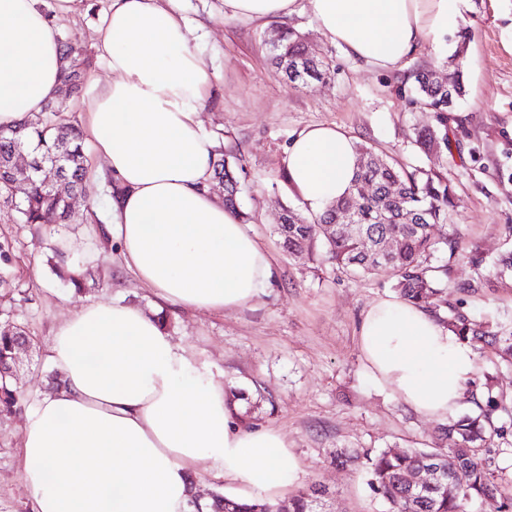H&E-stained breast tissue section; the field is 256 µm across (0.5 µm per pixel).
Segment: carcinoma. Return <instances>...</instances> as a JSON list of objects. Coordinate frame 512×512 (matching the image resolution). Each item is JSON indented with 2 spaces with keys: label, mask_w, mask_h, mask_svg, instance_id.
<instances>
[{
  "label": "carcinoma",
  "mask_w": 512,
  "mask_h": 512,
  "mask_svg": "<svg viewBox=\"0 0 512 512\" xmlns=\"http://www.w3.org/2000/svg\"><path fill=\"white\" fill-rule=\"evenodd\" d=\"M63 61L61 86L73 91L82 83L88 60L68 34L61 36ZM276 68L292 82L307 85L323 82L331 63L308 55L301 36L291 30L280 33L271 45ZM446 83L434 77L432 69L412 73L415 96L412 104L435 114V124L415 133L414 146L423 153L445 154L450 140L448 112L465 92L460 69L449 72ZM83 129L74 112L53 101L44 111L10 127L0 126V198L10 204L21 224L56 227L66 223L73 201L81 194L89 170L83 152ZM29 157L31 174L22 179L16 172L18 155ZM211 179L224 185V207L243 219L242 186L237 170L240 158L219 154L210 161ZM67 182L70 194L62 196L55 184ZM372 184L373 194L362 188ZM454 207V195L447 173L413 167L377 152L371 146L358 150L356 171L347 195L330 205L321 215L303 216L296 209H283L275 228L283 247L293 256L311 255L323 244L322 261L334 270L355 277L360 274L385 275L395 282L405 300L426 305L456 335L479 353L490 350L495 365L512 366V323L478 321L466 309L462 298L448 300V260L463 256L455 233L434 237L432 229L446 224ZM354 215L359 233L344 230V216ZM401 240L392 255L381 253L386 238ZM55 274L64 283L81 289L83 276L77 262L59 244L51 247ZM484 285L480 272L455 285L459 294H473ZM25 334L16 323H0V361H12L15 337ZM17 403L12 380L0 379V413H9ZM477 411L450 418L439 428L437 442L429 448L382 450L376 454L355 451L344 462L365 461L367 485L374 495L389 505L388 512H472L478 501H497V512H512V494L500 493L492 463L494 448L512 438V399L493 392L485 383ZM433 468L438 478L431 485L412 488L407 477ZM326 489L311 486L297 491L288 503L244 502L215 491L210 501L194 503L196 512H316V504Z\"/></svg>",
  "instance_id": "1"
}]
</instances>
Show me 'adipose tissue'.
<instances>
[{
  "mask_svg": "<svg viewBox=\"0 0 512 512\" xmlns=\"http://www.w3.org/2000/svg\"><path fill=\"white\" fill-rule=\"evenodd\" d=\"M298 0H224L229 20L286 18ZM321 35L370 68L396 69L424 41L456 32L463 0H309ZM97 49L112 78L94 85L87 134L120 192L107 230L159 299L211 312L245 306L272 274L268 252L213 194L215 142L201 114L212 78L186 20L162 0H110ZM57 29L40 0H0V126L43 111L60 88ZM358 148L336 125L289 147L288 183L323 213L354 177ZM374 381L416 414L463 406L477 353L429 309L392 296L359 327ZM63 377L26 416L21 439L31 512H190L189 475L220 471L240 492L285 494L301 473L285 436L237 424L222 383L195 371L156 315L90 302L53 330Z\"/></svg>",
  "mask_w": 512,
  "mask_h": 512,
  "instance_id": "ef3b65f1",
  "label": "adipose tissue"
}]
</instances>
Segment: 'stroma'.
Masks as SVG:
<instances>
[{"mask_svg": "<svg viewBox=\"0 0 512 512\" xmlns=\"http://www.w3.org/2000/svg\"><path fill=\"white\" fill-rule=\"evenodd\" d=\"M190 28V44L213 76V96L203 127L219 149L241 156L247 177L241 203L249 228L268 251L273 274L246 306L224 312L185 310L158 300L122 263L118 247L100 243L86 223L95 211L109 223L112 198L107 170L86 150L91 175L68 224L59 226L74 259L89 276L82 291L64 285L48 263L51 238L18 223L0 203V241L12 261L0 265V322L23 326L29 346L14 378L21 395L17 411L0 415V512H30L23 490L21 436L25 412L50 391L46 356L52 330L85 303L103 300L165 312L166 331L195 366L245 393L242 410L252 427L279 430L302 464L298 487L327 490L322 512H386L366 485L363 465L343 466L337 452L352 448L401 449L430 445L440 422L424 419L368 375L358 349L365 310L392 294L386 276L350 277L318 259L293 257L282 248L275 226L284 207L298 199L279 175L286 148L307 126L340 127L358 144L390 157L446 171L453 187L452 221L435 235L457 232L464 251L491 263L512 247V0H465L463 29L425 41L400 68L369 71L319 33L307 0L285 21L225 20L224 0H172ZM43 5L59 31L70 33L89 56L87 85L111 74L96 49L95 29L109 0H80L62 15L56 0ZM303 36L309 52L332 61L328 79L303 87L274 67L268 41L281 27ZM460 62L465 94L448 114L451 149L436 158L417 152V128L433 112L411 105L398 85L416 69L446 72ZM467 308L492 322L512 320V279L467 298Z\"/></svg>", "mask_w": 512, "mask_h": 512, "instance_id": "1", "label": "stroma"}]
</instances>
